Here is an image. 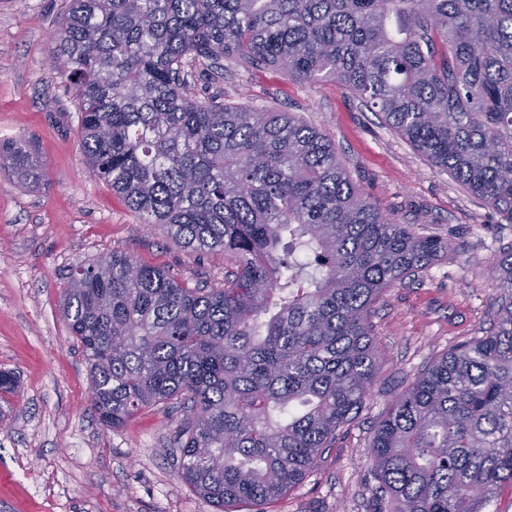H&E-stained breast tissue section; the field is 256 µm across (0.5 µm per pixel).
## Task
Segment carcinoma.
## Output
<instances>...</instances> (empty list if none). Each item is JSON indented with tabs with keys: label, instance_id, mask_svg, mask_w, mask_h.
Segmentation results:
<instances>
[{
	"label": "carcinoma",
	"instance_id": "1",
	"mask_svg": "<svg viewBox=\"0 0 512 512\" xmlns=\"http://www.w3.org/2000/svg\"><path fill=\"white\" fill-rule=\"evenodd\" d=\"M52 68L72 81L91 175L151 229L234 258L192 288L114 252L62 299L113 428L176 402L181 482L261 507L315 466L377 374L370 317L447 245L379 212L331 138L293 112L188 95L232 57L333 81L512 221V0H72ZM0 159L38 176L21 145ZM312 256L288 260L293 248ZM489 333L425 367L378 423L376 512H489L512 498V248ZM19 381L0 371V396Z\"/></svg>",
	"mask_w": 512,
	"mask_h": 512
}]
</instances>
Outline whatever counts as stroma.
<instances>
[{"instance_id": "stroma-1", "label": "stroma", "mask_w": 512, "mask_h": 512, "mask_svg": "<svg viewBox=\"0 0 512 512\" xmlns=\"http://www.w3.org/2000/svg\"><path fill=\"white\" fill-rule=\"evenodd\" d=\"M71 0H0V144L24 142L41 164L19 182L0 161V369L19 394L0 423V512H215L183 485L173 459L182 415L162 405L120 428L91 407L87 362L62 295L72 272L122 251L189 286L223 285V253L193 255L148 229L89 175L76 92L52 71L54 32ZM192 94L297 113L324 131L355 184L386 216L448 245L425 273L388 289L371 316L378 374L304 480L263 512H374L373 431L393 400L452 346L486 335L499 290L492 261L512 221L432 168L348 90L292 80L274 67L224 62V77L189 80Z\"/></svg>"}]
</instances>
